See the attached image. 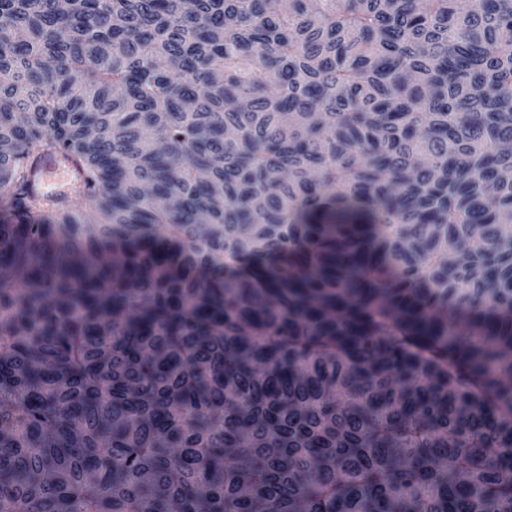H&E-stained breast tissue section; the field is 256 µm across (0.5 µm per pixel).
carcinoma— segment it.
Here are the masks:
<instances>
[{
	"mask_svg": "<svg viewBox=\"0 0 512 512\" xmlns=\"http://www.w3.org/2000/svg\"><path fill=\"white\" fill-rule=\"evenodd\" d=\"M511 144L512 0H0V512H512ZM64 168L66 173L69 174L70 180L76 184L77 173L80 172L77 164L70 157L53 156L42 159L35 170L34 178L32 181L33 190L36 187L37 191L47 198H55L59 195H68L67 192L60 193H45L43 192L44 186L49 178L55 174L60 168Z\"/></svg>",
	"mask_w": 512,
	"mask_h": 512,
	"instance_id": "carcinoma-1",
	"label": "carcinoma"
}]
</instances>
